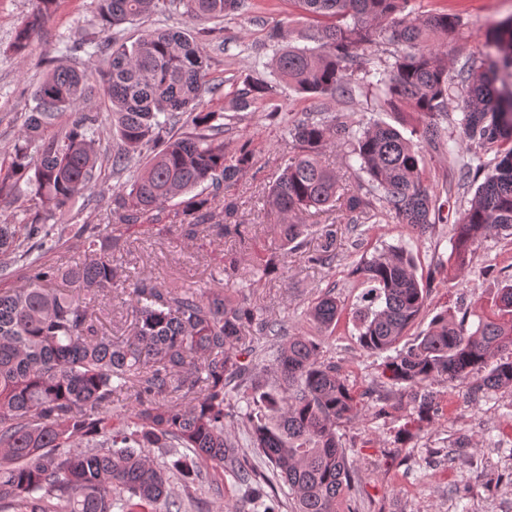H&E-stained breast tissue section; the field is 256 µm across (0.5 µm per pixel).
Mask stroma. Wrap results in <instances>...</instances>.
I'll use <instances>...</instances> for the list:
<instances>
[{"mask_svg":"<svg viewBox=\"0 0 512 512\" xmlns=\"http://www.w3.org/2000/svg\"><path fill=\"white\" fill-rule=\"evenodd\" d=\"M248 3L246 10L221 21L190 19L173 11L155 15L152 24L195 31L199 49L209 61V78L216 86L215 93L204 97L205 109L232 116L224 134L227 145H235L242 137L252 141L251 168L226 190L239 204V221L252 227L251 247L242 254L239 271L230 280L233 290L248 296L263 317L284 324L293 334L310 333L307 309L326 291H335L346 311L333 334H322V350L327 359L335 361L342 377L362 393L374 387L379 376L378 356L359 349L352 325L351 312L364 287L351 270L362 253L407 246L414 253L419 274L429 277L427 308L407 333L412 339L427 330L431 318L442 310L484 314L500 269L512 264V240L487 237L462 273H455L449 261L452 226L474 196L470 190L446 192L454 172L470 160L455 125L465 93L455 87L449 93L448 118L443 122L452 149L426 151L424 161L433 193L446 203L442 221L421 234L389 219L358 236L350 231L351 216L344 209L330 214L305 212L299 214V221L315 227L308 237V251L321 245L319 226H336L332 267L312 265L292 254L282 272L253 278V267L279 252L271 230L276 216L266 191L294 154L289 121L320 112L355 125L378 121L396 127L402 117L380 110L361 95L314 98L278 82L268 65L272 55L269 29L276 21L294 30L301 28V12L293 0ZM34 7L35 0H0V162L6 164L12 160L37 83L57 65L72 61L62 49L63 41L98 29L92 0H63L34 35L27 59H20L9 46L16 28ZM411 8L418 16L444 8L462 15L465 25L448 56L452 73L477 56L488 31L512 17V0H411ZM250 82L274 85V93L247 109H237L239 92ZM128 179V174H113L111 165H103L98 195L76 204L68 215L70 223L110 224L112 189ZM122 239L126 248L113 257L121 281L129 285L146 280L161 288L212 287L214 267L222 265L225 254L236 248L231 239L221 240L209 232L192 239L183 237L179 225L165 217L149 227L138 224L123 229ZM128 300V294L112 288L92 297L91 311L107 335L127 336ZM428 390L442 405L443 414L423 426L406 447L394 445L406 410L377 417L371 398L358 419L340 427L338 434L356 470L354 512H512V393L487 391L475 396L467 385L442 379L432 382ZM216 478L223 487V499H216L210 489L198 490L199 501L191 512H215L219 506L224 512H257L232 468L218 472Z\"/></svg>","mask_w":512,"mask_h":512,"instance_id":"35a3bbf8","label":"stroma"}]
</instances>
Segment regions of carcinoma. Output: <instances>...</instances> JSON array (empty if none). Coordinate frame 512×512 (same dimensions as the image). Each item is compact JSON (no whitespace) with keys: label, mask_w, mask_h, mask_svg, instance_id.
Wrapping results in <instances>:
<instances>
[{"label":"carcinoma","mask_w":512,"mask_h":512,"mask_svg":"<svg viewBox=\"0 0 512 512\" xmlns=\"http://www.w3.org/2000/svg\"><path fill=\"white\" fill-rule=\"evenodd\" d=\"M307 23L298 36L312 46L288 44L292 31L270 28L272 67L295 90L313 97L360 92L376 106L416 117L410 136L378 123L355 128L337 119L308 117L288 129L298 149L272 184L269 203L278 217L282 247L316 265L335 256L336 228L321 230L324 243L303 251L310 225L300 212H328L343 202L353 227L381 216L422 233L435 223L436 195L423 177L426 149L447 146L440 120L448 91L465 89L458 126L472 151L457 185L479 182L470 206L450 238V258L465 269L485 238L512 231V19L489 34L486 51L456 74L448 54L462 18L446 10L425 16L407 11L409 0H294ZM105 37L79 38L71 55L99 56L97 86L109 103L120 143L112 148V172L131 168L132 154L148 153L141 170L112 194V221L140 224L178 200L171 223L194 237L204 226L218 237L249 244L250 229L237 223V202L224 186L253 163L250 139L233 154L224 145L231 116L199 109L216 87L194 38L183 30L146 27L135 39L121 34L125 23H143L166 10L190 18L222 20L246 8V0H94ZM60 0H37L16 30L12 51L20 57L44 18ZM394 48V62L369 68L375 47ZM89 85L76 66L60 65L37 86L14 158L0 172V196L24 182L34 207L21 224H0V253L23 263L27 284L0 288V512H182L169 496L176 479L191 501L206 479L203 467L236 477L264 512H280L277 486L288 487L291 512H352V462L337 430L355 420L361 396L336 363L322 356L318 338L290 334L259 314L251 300L231 296L224 277L239 268L237 254L224 255L208 291L158 288L147 282L129 292L133 320L129 337L112 338L92 319L87 298L116 283L112 253L122 237L97 226L52 224L56 211L78 196H93L102 164L95 148L99 113L83 111ZM271 87L253 83L240 108L265 99ZM68 112L70 127L49 134ZM185 117L191 131L175 133L172 120ZM366 179L341 191L336 173L318 155L338 141ZM494 153L487 162L484 155ZM75 242L90 255L63 270L43 261L59 245ZM354 273L366 290L353 311L359 348L381 355L382 376L418 401L398 440L412 425L429 424L439 413L428 385L438 377L473 380L471 391L512 390V274L504 275L491 301V315L476 325L465 314L444 310L412 344L398 348L406 330L424 311L428 284L417 277L412 253L391 247L360 259ZM66 281L71 291L51 288ZM344 312L327 292L306 313L316 329L336 330ZM255 336H286L270 384L244 387L246 406L235 417L248 429L249 449H239L226 427L230 387L249 373L244 357L256 355ZM125 393L130 413L112 415V398ZM149 448H172L175 459L153 462ZM270 464L275 479L258 472L250 455Z\"/></svg>","instance_id":"carcinoma-1"}]
</instances>
